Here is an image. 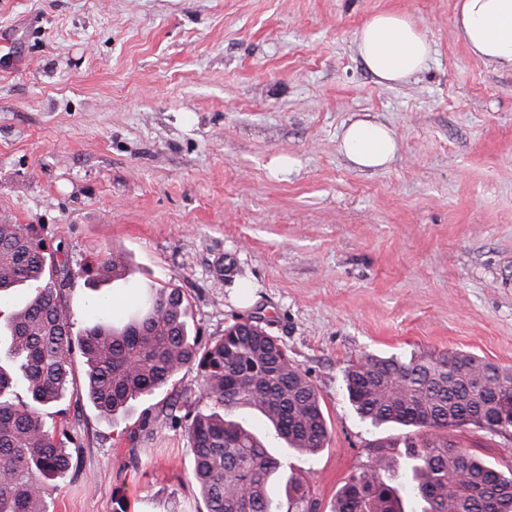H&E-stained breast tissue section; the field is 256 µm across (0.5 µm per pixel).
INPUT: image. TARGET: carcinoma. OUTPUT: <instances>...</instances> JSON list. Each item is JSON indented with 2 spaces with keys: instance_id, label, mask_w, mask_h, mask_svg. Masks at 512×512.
<instances>
[{
  "instance_id": "obj_1",
  "label": "carcinoma",
  "mask_w": 512,
  "mask_h": 512,
  "mask_svg": "<svg viewBox=\"0 0 512 512\" xmlns=\"http://www.w3.org/2000/svg\"><path fill=\"white\" fill-rule=\"evenodd\" d=\"M31 224H0V293L30 287L25 302L0 319V512H48L45 486L73 472L72 454L58 442L41 411L86 395L105 416L150 396L185 368L198 371L208 412L187 426L192 479L206 512H283L271 483L283 463L264 439L236 419L251 409L276 438L308 455L322 450L330 431L319 395L283 344L255 322H235L203 346L176 288H156L141 307L116 317H95L73 333L57 267ZM125 254L108 251L80 274L91 283L128 274ZM85 358L86 390L73 388V356ZM349 400L363 420L430 431L403 440L407 468L397 488L383 475L384 459L350 476L331 512H512V476L506 477L448 439V428L468 414L491 432L512 428L492 390L512 392V372L465 352L436 357L368 353L345 374ZM23 386L27 399L15 394ZM286 499L318 512L317 499L299 477L285 480Z\"/></svg>"
}]
</instances>
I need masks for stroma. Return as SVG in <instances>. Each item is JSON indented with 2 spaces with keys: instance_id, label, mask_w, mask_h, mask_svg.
<instances>
[{
  "instance_id": "35a3bbf8",
  "label": "stroma",
  "mask_w": 512,
  "mask_h": 512,
  "mask_svg": "<svg viewBox=\"0 0 512 512\" xmlns=\"http://www.w3.org/2000/svg\"><path fill=\"white\" fill-rule=\"evenodd\" d=\"M456 0H0V223L66 253L75 329L104 303L181 291L202 343L259 320L318 392V454L267 439L331 512L385 445L404 481L407 427L360 420L344 371L365 353L465 351L512 369V68L470 53ZM418 20L427 67L387 86L356 37L373 14ZM389 126L386 169H356L344 124ZM294 166L275 170L280 156ZM129 280L92 286L102 252ZM196 369L114 418L45 414L81 471L50 512H203L178 415L208 410ZM512 473V428L449 430ZM129 265L125 254L119 251H108L102 255L93 265H85L81 268V276L92 284L124 277L128 274Z\"/></svg>"
}]
</instances>
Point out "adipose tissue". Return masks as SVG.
I'll return each instance as SVG.
<instances>
[{
  "instance_id": "adipose-tissue-1",
  "label": "adipose tissue",
  "mask_w": 512,
  "mask_h": 512,
  "mask_svg": "<svg viewBox=\"0 0 512 512\" xmlns=\"http://www.w3.org/2000/svg\"><path fill=\"white\" fill-rule=\"evenodd\" d=\"M456 23L474 56L512 67V0H457ZM357 48L372 74L389 86L421 72L432 55L421 25L395 12L370 17L358 33ZM341 150L357 169L376 171L393 160L398 142L387 125L359 118L345 126Z\"/></svg>"
}]
</instances>
